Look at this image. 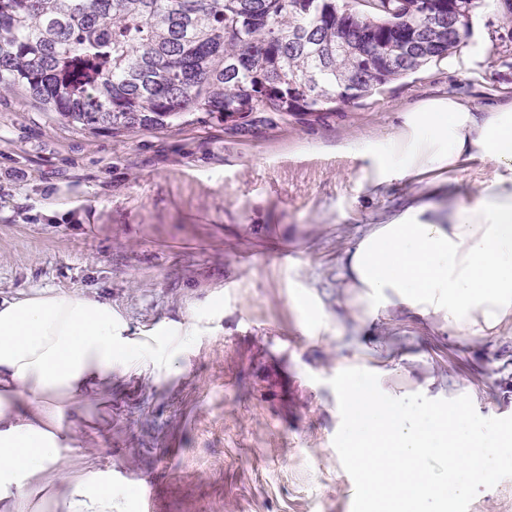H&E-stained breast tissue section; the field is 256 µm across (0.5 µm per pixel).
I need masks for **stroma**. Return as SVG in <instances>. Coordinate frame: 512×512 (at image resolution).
Returning a JSON list of instances; mask_svg holds the SVG:
<instances>
[{
  "label": "stroma",
  "instance_id": "obj_1",
  "mask_svg": "<svg viewBox=\"0 0 512 512\" xmlns=\"http://www.w3.org/2000/svg\"><path fill=\"white\" fill-rule=\"evenodd\" d=\"M458 94L512 100V14L485 0L448 58L336 111L252 112L225 123L189 112L164 128L92 132L24 91H0V291L66 289L111 301L137 333L182 328L177 359L117 376L80 464L121 476L130 512H367L348 459L365 425L345 420L336 368L395 358L365 390L415 392L447 374L473 403L469 432L512 424V326L440 336L421 321L336 335L313 326L312 292L335 298L339 259L378 216L439 178L432 170L370 190L372 166L407 113ZM447 512H512V459L490 485L446 480Z\"/></svg>",
  "mask_w": 512,
  "mask_h": 512
}]
</instances>
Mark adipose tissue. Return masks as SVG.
I'll list each match as a JSON object with an SVG mask.
<instances>
[{"label":"adipose tissue","instance_id":"ef3b65f1","mask_svg":"<svg viewBox=\"0 0 512 512\" xmlns=\"http://www.w3.org/2000/svg\"><path fill=\"white\" fill-rule=\"evenodd\" d=\"M410 133L377 158L371 184L445 169L430 195L409 196L382 215L342 258L336 323L366 329L417 317L442 336H491L512 325V103L473 107L457 95L424 106ZM481 159L489 171L474 198L458 202L452 176ZM172 333L137 335L110 301L55 289L0 293V512H129L112 476L78 467L72 451L94 422L89 406L112 397V374L144 357L161 360ZM340 393L349 420L369 419L352 449L370 512H419L446 500L424 466L443 459L470 483L490 479L493 458L512 454V427L477 438L472 403L448 397V377L428 374L421 426H406L394 393Z\"/></svg>","mask_w":512,"mask_h":512}]
</instances>
